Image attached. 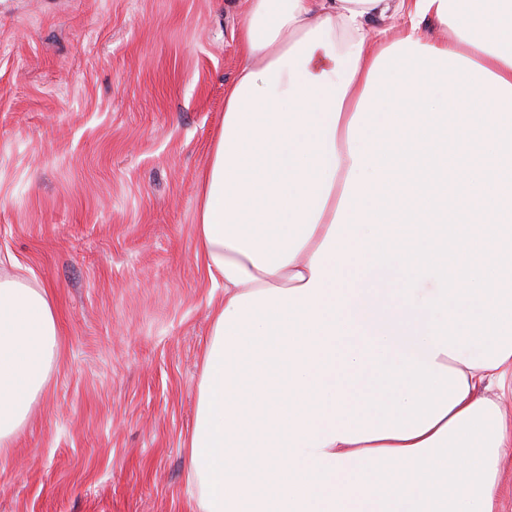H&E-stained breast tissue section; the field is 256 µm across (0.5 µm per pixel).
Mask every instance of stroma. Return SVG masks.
I'll use <instances>...</instances> for the list:
<instances>
[{
    "mask_svg": "<svg viewBox=\"0 0 512 512\" xmlns=\"http://www.w3.org/2000/svg\"><path fill=\"white\" fill-rule=\"evenodd\" d=\"M245 8L0 0V273L60 331L0 512H197L184 444L224 286L195 215Z\"/></svg>",
    "mask_w": 512,
    "mask_h": 512,
    "instance_id": "obj_1",
    "label": "stroma"
}]
</instances>
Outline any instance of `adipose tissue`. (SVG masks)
<instances>
[{"label": "adipose tissue", "mask_w": 512, "mask_h": 512, "mask_svg": "<svg viewBox=\"0 0 512 512\" xmlns=\"http://www.w3.org/2000/svg\"><path fill=\"white\" fill-rule=\"evenodd\" d=\"M390 12L397 40L363 35ZM238 37L197 208L224 283L186 444L198 512H500L512 0H248ZM58 354L46 291L0 277L1 448Z\"/></svg>", "instance_id": "obj_1"}]
</instances>
